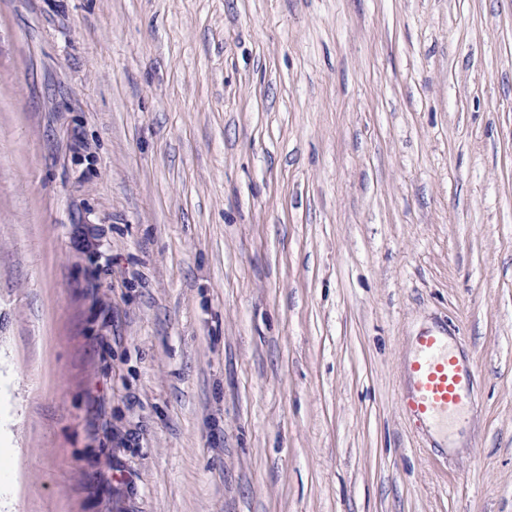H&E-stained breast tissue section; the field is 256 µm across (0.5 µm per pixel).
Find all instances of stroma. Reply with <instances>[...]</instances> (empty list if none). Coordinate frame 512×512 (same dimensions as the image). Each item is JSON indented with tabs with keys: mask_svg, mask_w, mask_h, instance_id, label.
I'll return each mask as SVG.
<instances>
[{
	"mask_svg": "<svg viewBox=\"0 0 512 512\" xmlns=\"http://www.w3.org/2000/svg\"><path fill=\"white\" fill-rule=\"evenodd\" d=\"M0 512H512V0H0ZM405 371L408 386L401 403L418 423L448 433V427L472 414V387L478 371L456 353L448 336L434 331L417 336Z\"/></svg>",
	"mask_w": 512,
	"mask_h": 512,
	"instance_id": "35a3bbf8",
	"label": "stroma"
}]
</instances>
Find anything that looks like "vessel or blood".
I'll use <instances>...</instances> for the list:
<instances>
[{"mask_svg": "<svg viewBox=\"0 0 512 512\" xmlns=\"http://www.w3.org/2000/svg\"><path fill=\"white\" fill-rule=\"evenodd\" d=\"M405 371L408 386L401 403L418 423L445 430L469 418L477 368L456 353L446 336L434 331L417 336Z\"/></svg>", "mask_w": 512, "mask_h": 512, "instance_id": "1", "label": "vessel or blood"}]
</instances>
